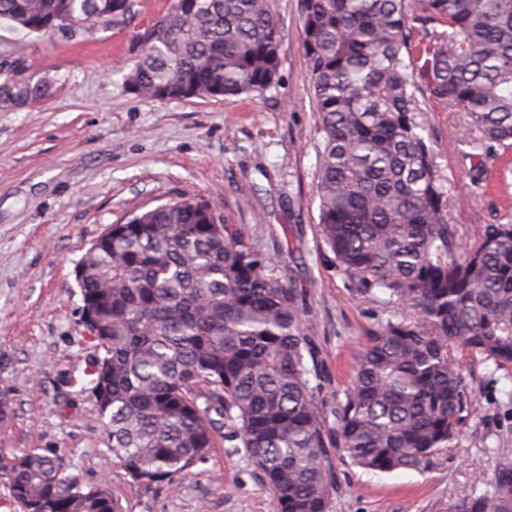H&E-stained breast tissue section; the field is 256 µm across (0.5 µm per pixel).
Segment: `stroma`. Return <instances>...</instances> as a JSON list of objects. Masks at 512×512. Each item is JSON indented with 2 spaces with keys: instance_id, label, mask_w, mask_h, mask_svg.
I'll list each match as a JSON object with an SVG mask.
<instances>
[{
  "instance_id": "obj_1",
  "label": "stroma",
  "mask_w": 512,
  "mask_h": 512,
  "mask_svg": "<svg viewBox=\"0 0 512 512\" xmlns=\"http://www.w3.org/2000/svg\"><path fill=\"white\" fill-rule=\"evenodd\" d=\"M170 0H138L119 27L76 35L29 34L0 22V66L50 80L31 108L0 107V512L14 455L40 448L108 484L120 512H276L273 492L237 448L215 449L191 474L145 491L109 451L80 380L96 342L80 323L75 268L110 225L184 196L203 198L304 290L317 353L319 405L332 415L350 388L354 355L394 307L357 298L330 261L315 198L322 137L300 34V0H271L281 30L280 81L220 100H160L131 93L124 67L138 37ZM437 162L451 178L450 214L464 239L512 214V150L481 155L483 187L455 149L463 117L420 99ZM473 396L458 446L424 473H366L332 454L338 489L330 512H448L485 488L490 451L512 448V373L457 352Z\"/></svg>"
}]
</instances>
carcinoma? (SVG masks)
Returning <instances> with one entry per match:
<instances>
[{
  "label": "carcinoma",
  "mask_w": 512,
  "mask_h": 512,
  "mask_svg": "<svg viewBox=\"0 0 512 512\" xmlns=\"http://www.w3.org/2000/svg\"><path fill=\"white\" fill-rule=\"evenodd\" d=\"M137 0H0L29 33L125 24ZM163 32L143 34L125 74L138 95L221 99L279 79L281 31L270 0H172ZM301 37L322 133L319 234L361 298L406 311L354 359L335 427L311 376L302 289L238 224L204 200L170 199L87 249L82 303L103 351L84 372L118 460L150 488L241 448L277 512H329L327 451L374 473L425 472L457 447L472 401L453 346L512 368V220L470 243L448 213L417 96L466 120L460 143L512 148V0H300ZM48 83L0 71V103H40ZM107 390L101 402L100 386ZM8 489L23 512H119L110 490L35 449ZM490 483L448 512H512V448L493 449Z\"/></svg>",
  "instance_id": "carcinoma-1"
}]
</instances>
